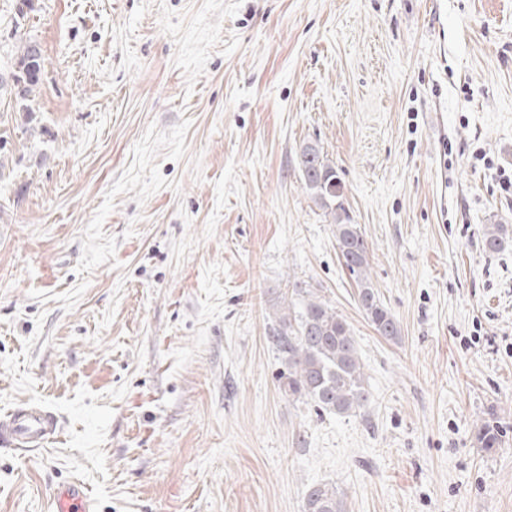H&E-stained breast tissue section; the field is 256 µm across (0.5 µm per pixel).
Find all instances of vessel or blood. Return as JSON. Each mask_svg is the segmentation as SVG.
<instances>
[{"label": "vessel or blood", "instance_id": "vessel-or-blood-1", "mask_svg": "<svg viewBox=\"0 0 512 512\" xmlns=\"http://www.w3.org/2000/svg\"><path fill=\"white\" fill-rule=\"evenodd\" d=\"M58 421L51 412L18 404L0 419V444L19 453L44 447L54 439ZM55 512H94L91 498L83 483L71 481L54 494Z\"/></svg>", "mask_w": 512, "mask_h": 512}]
</instances>
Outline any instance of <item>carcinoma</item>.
<instances>
[{
	"instance_id": "cac0c4a2",
	"label": "carcinoma",
	"mask_w": 512,
	"mask_h": 512,
	"mask_svg": "<svg viewBox=\"0 0 512 512\" xmlns=\"http://www.w3.org/2000/svg\"><path fill=\"white\" fill-rule=\"evenodd\" d=\"M17 63L20 70L0 76V90L8 87L16 100L26 101L42 78V53L32 40L20 41ZM305 187L312 199L336 227V247L342 265L358 286V301L375 331L389 340L400 336L393 314L381 302L369 280L368 245L361 229L338 199L342 185L335 167L322 150L305 145L298 155ZM512 240L507 224H489L482 244L489 253L498 252ZM300 308L276 317L269 343L284 360L281 387L294 400L306 399L316 407L339 416L357 414L366 408L371 393L359 361L355 336L349 323L334 307L309 288H296ZM304 512H345L344 496L329 483H315L304 494Z\"/></svg>"
}]
</instances>
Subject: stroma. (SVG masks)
Listing matches in <instances>:
<instances>
[{
	"instance_id": "stroma-1",
	"label": "stroma",
	"mask_w": 512,
	"mask_h": 512,
	"mask_svg": "<svg viewBox=\"0 0 512 512\" xmlns=\"http://www.w3.org/2000/svg\"><path fill=\"white\" fill-rule=\"evenodd\" d=\"M0 512H512V0H0ZM317 145L401 327L374 331L306 191ZM314 289L372 393L292 400L267 340ZM490 428L492 452L479 449ZM17 63L20 70L12 73L8 79L0 76V90L10 88V94L14 93L17 103L27 101L42 78V53L39 45L32 40H21ZM11 81L10 85L9 82ZM509 224H488L482 232V244L486 252L495 253L511 240ZM58 421L51 412L21 403L0 420V444L25 454L55 438ZM54 512H94L87 488L79 481L59 487L54 496ZM304 512H345L344 496L329 483H315L304 494Z\"/></svg>"
}]
</instances>
